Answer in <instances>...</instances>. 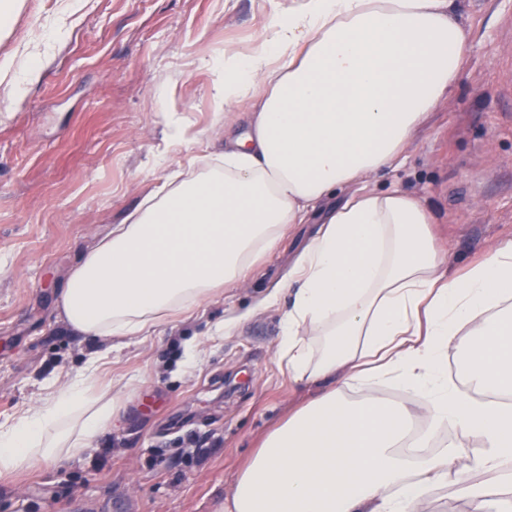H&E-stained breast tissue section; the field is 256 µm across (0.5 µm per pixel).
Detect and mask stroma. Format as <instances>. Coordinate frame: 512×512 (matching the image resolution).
Masks as SVG:
<instances>
[{"instance_id":"35a3bbf8","label":"stroma","mask_w":512,"mask_h":512,"mask_svg":"<svg viewBox=\"0 0 512 512\" xmlns=\"http://www.w3.org/2000/svg\"><path fill=\"white\" fill-rule=\"evenodd\" d=\"M277 0H19L0 29V421L106 352L96 384L118 419L78 459L0 476V512H215L256 442L315 387L281 350L285 290L319 218L235 284L150 335L72 334L59 309L70 271L171 172L248 126L212 131L209 93L232 53L259 48ZM467 41L449 101L370 187L427 204L460 274L512 239V0H461ZM47 62L32 80L19 69ZM186 131L168 137L170 116ZM223 336H216V328Z\"/></svg>"}]
</instances>
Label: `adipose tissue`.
<instances>
[{
  "label": "adipose tissue",
  "mask_w": 512,
  "mask_h": 512,
  "mask_svg": "<svg viewBox=\"0 0 512 512\" xmlns=\"http://www.w3.org/2000/svg\"><path fill=\"white\" fill-rule=\"evenodd\" d=\"M467 38L456 0H295L260 48L215 87L216 125L268 92L224 163L170 174L73 269L61 309L75 334L135 338L236 282L330 194L403 164L448 96ZM423 202L399 189L351 194L298 261L281 350L305 406L267 432L221 512H416L454 481L470 512H512V240L459 277ZM318 350H311V343ZM473 394L449 386L450 349ZM84 373L0 422V474L80 456L115 408ZM392 381L403 400L375 385ZM358 389L349 397L348 389ZM429 428L412 434V395ZM456 442L433 448L435 429ZM479 438L481 450L469 448ZM483 475L480 483L470 474Z\"/></svg>",
  "instance_id": "obj_1"
}]
</instances>
